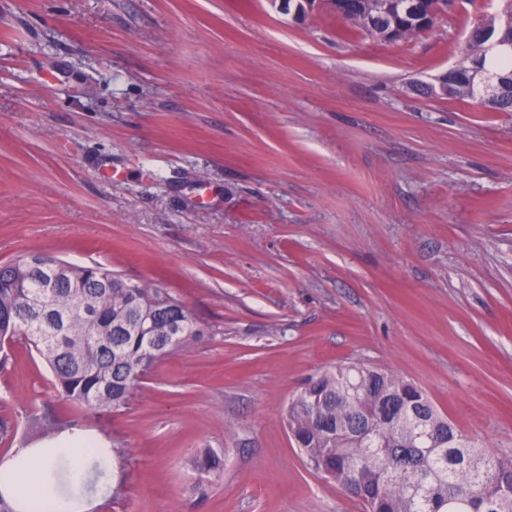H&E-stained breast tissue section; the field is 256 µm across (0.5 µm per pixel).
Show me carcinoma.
Wrapping results in <instances>:
<instances>
[{"mask_svg": "<svg viewBox=\"0 0 512 512\" xmlns=\"http://www.w3.org/2000/svg\"><path fill=\"white\" fill-rule=\"evenodd\" d=\"M347 31L378 41H409L426 28L396 0L384 17L377 0H352ZM459 71L491 54L461 45ZM506 75L500 96L480 81L454 82L449 99L489 112H512V55L497 56ZM196 317L159 283L133 282L100 263L68 262L47 253L0 264V370L5 344L22 340L47 364L61 396L78 407L117 413L128 407L148 369L201 340ZM289 435L321 476L355 486L366 512H512V458L475 445L415 382L392 371L344 363L310 379L285 411ZM74 426L58 413L37 419L42 435ZM201 472L222 462L206 451Z\"/></svg>", "mask_w": 512, "mask_h": 512, "instance_id": "obj_1", "label": "carcinoma"}]
</instances>
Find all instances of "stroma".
I'll list each match as a JSON object with an SVG mask.
<instances>
[{"mask_svg":"<svg viewBox=\"0 0 512 512\" xmlns=\"http://www.w3.org/2000/svg\"><path fill=\"white\" fill-rule=\"evenodd\" d=\"M499 0L417 38L266 0H0V263L46 251L157 280L199 318L109 418L70 412L21 341L0 459L71 413L117 448L95 512H363L289 436L311 376L423 387L512 457V112L424 93ZM217 473L193 468L201 450ZM76 424L72 420H67L58 413L46 414L38 418L32 425V431H38L41 435H48L54 432H63L66 428H72Z\"/></svg>","mask_w":512,"mask_h":512,"instance_id":"1","label":"stroma"}]
</instances>
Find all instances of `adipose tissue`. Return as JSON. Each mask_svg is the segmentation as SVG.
I'll list each match as a JSON object with an SVG mask.
<instances>
[{
  "label": "adipose tissue",
  "mask_w": 512,
  "mask_h": 512,
  "mask_svg": "<svg viewBox=\"0 0 512 512\" xmlns=\"http://www.w3.org/2000/svg\"><path fill=\"white\" fill-rule=\"evenodd\" d=\"M101 438L91 432L65 433L44 447L28 448L13 459L0 463L6 477L0 481V495L12 502L15 512H28L27 505L36 499L42 486L44 472L55 467L60 458H67L71 471L84 482L94 476L82 462V452L87 448L101 447Z\"/></svg>",
  "instance_id": "ef3b65f1"
}]
</instances>
